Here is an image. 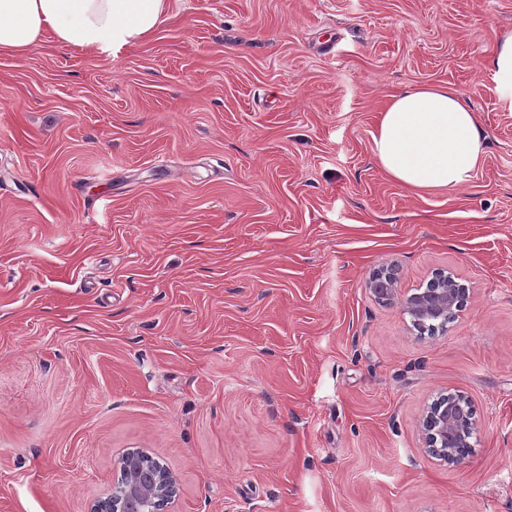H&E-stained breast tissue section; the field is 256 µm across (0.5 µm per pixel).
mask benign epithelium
Instances as JSON below:
<instances>
[{
    "mask_svg": "<svg viewBox=\"0 0 512 512\" xmlns=\"http://www.w3.org/2000/svg\"><path fill=\"white\" fill-rule=\"evenodd\" d=\"M398 273L383 268L366 281V288L377 300L397 303L402 311L417 322L422 318L442 325L455 318L466 296V290L450 275L441 274L430 286L412 294H403L398 288ZM420 426L429 435L428 451L450 466L465 460L470 438L476 431L471 402L462 393H451L444 400L431 405L423 413ZM141 451H130L122 456L120 470L124 475L122 492L98 502L91 512H146V505L157 500L166 502L175 494L172 477L166 471L155 476L141 469Z\"/></svg>",
    "mask_w": 512,
    "mask_h": 512,
    "instance_id": "1",
    "label": "benign epithelium"
}]
</instances>
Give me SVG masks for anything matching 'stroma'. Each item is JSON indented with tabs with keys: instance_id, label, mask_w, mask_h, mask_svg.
I'll use <instances>...</instances> for the list:
<instances>
[{
	"instance_id": "1",
	"label": "stroma",
	"mask_w": 512,
	"mask_h": 512,
	"mask_svg": "<svg viewBox=\"0 0 512 512\" xmlns=\"http://www.w3.org/2000/svg\"><path fill=\"white\" fill-rule=\"evenodd\" d=\"M512 0H168L143 43L0 54V512H91L139 449L164 512H512ZM447 83L488 157L414 195L392 94ZM451 273L419 330L365 288ZM464 392L465 462L419 426ZM487 69L499 88L512 89V33L503 36L487 61Z\"/></svg>"
}]
</instances>
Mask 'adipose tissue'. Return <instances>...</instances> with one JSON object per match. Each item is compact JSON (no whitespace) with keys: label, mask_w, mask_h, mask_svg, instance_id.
Wrapping results in <instances>:
<instances>
[{"label":"adipose tissue","mask_w":512,"mask_h":512,"mask_svg":"<svg viewBox=\"0 0 512 512\" xmlns=\"http://www.w3.org/2000/svg\"><path fill=\"white\" fill-rule=\"evenodd\" d=\"M168 0H0V53L57 44L100 55L155 32ZM382 170L415 194L466 188L487 155L479 112L451 85L411 84L393 94L372 136Z\"/></svg>","instance_id":"adipose-tissue-1"}]
</instances>
